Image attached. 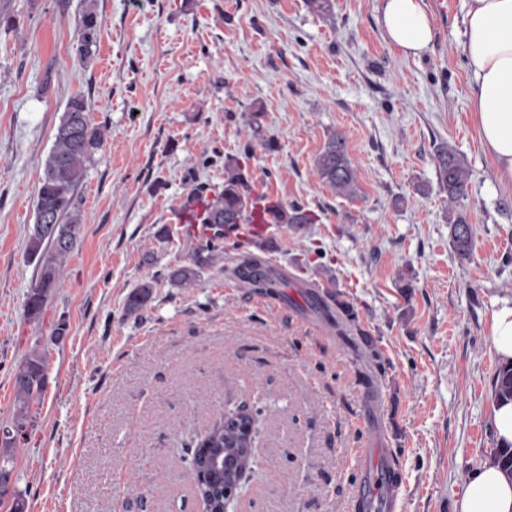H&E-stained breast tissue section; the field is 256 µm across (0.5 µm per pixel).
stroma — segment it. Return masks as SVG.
Segmentation results:
<instances>
[{"label":"stroma","instance_id":"1","mask_svg":"<svg viewBox=\"0 0 512 512\" xmlns=\"http://www.w3.org/2000/svg\"><path fill=\"white\" fill-rule=\"evenodd\" d=\"M331 4L0 0V428L14 372L33 350L48 354L14 460L27 512H198L193 442L240 406L258 433L235 512H356L357 452L378 445L403 474L395 512H454L493 460L490 328L512 304V187L472 120L465 0H423L434 36L418 59L387 40L381 0ZM90 5L99 30L86 61L77 29ZM77 92L104 145L77 189V246L31 321L26 242ZM335 133L357 170L351 200L315 168ZM442 145L469 172L468 260L450 242ZM230 158L257 189L317 217L299 233L270 228L261 257L287 287L240 281L232 269L252 249L225 240L193 284L167 277L198 245L175 208L192 184L222 189ZM308 282L340 292L353 318L322 315ZM143 283L150 301L127 314Z\"/></svg>","mask_w":512,"mask_h":512}]
</instances>
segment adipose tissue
<instances>
[{"mask_svg": "<svg viewBox=\"0 0 512 512\" xmlns=\"http://www.w3.org/2000/svg\"><path fill=\"white\" fill-rule=\"evenodd\" d=\"M380 23L408 56L421 55L433 38L423 0H382ZM463 24L474 120L499 181L512 186V0H466ZM455 512H512V473L492 463L477 469Z\"/></svg>", "mask_w": 512, "mask_h": 512, "instance_id": "ef3b65f1", "label": "adipose tissue"}]
</instances>
